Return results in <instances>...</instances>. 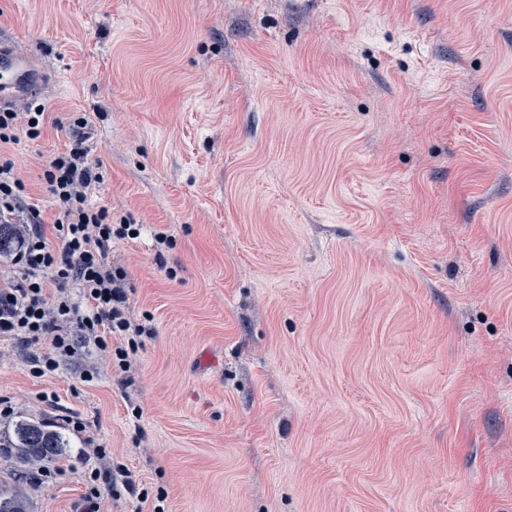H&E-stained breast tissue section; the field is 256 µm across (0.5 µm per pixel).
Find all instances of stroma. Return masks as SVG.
<instances>
[{"label":"stroma","instance_id":"obj_1","mask_svg":"<svg viewBox=\"0 0 512 512\" xmlns=\"http://www.w3.org/2000/svg\"><path fill=\"white\" fill-rule=\"evenodd\" d=\"M0 45L91 114L148 329L127 369L76 333L43 378L0 337V434L67 442L0 458V492L138 512L124 470L164 512H512V0H0ZM66 142L7 150L42 209ZM66 448L63 436L47 422L21 419L13 433L0 437V453L15 458L22 467L36 468L62 456Z\"/></svg>","mask_w":512,"mask_h":512}]
</instances>
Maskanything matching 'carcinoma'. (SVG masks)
<instances>
[{"mask_svg": "<svg viewBox=\"0 0 512 512\" xmlns=\"http://www.w3.org/2000/svg\"><path fill=\"white\" fill-rule=\"evenodd\" d=\"M22 225L0 224V256L10 255L20 237ZM65 443L61 433L47 422L21 419L13 433L0 437V454L16 459L22 467L36 468L62 456ZM0 512H28L26 496L14 490L0 495Z\"/></svg>", "mask_w": 512, "mask_h": 512, "instance_id": "1", "label": "carcinoma"}]
</instances>
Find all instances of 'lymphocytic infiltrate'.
<instances>
[{
	"mask_svg": "<svg viewBox=\"0 0 512 512\" xmlns=\"http://www.w3.org/2000/svg\"><path fill=\"white\" fill-rule=\"evenodd\" d=\"M88 125L87 113L59 115L35 100L22 112L0 106V149L24 138L38 140L51 128L69 134L66 148L46 157L38 174L55 210L49 223L31 203L13 161L0 153V223L23 227L0 270V337L42 345L31 364L37 378L53 374L70 350L69 323H77L97 349L112 350L122 369L146 331L127 315L125 268L109 259L113 240L130 238L142 227L128 215L113 221L111 207L93 202L104 177L91 157ZM112 337L120 338V346H109Z\"/></svg>",
	"mask_w": 512,
	"mask_h": 512,
	"instance_id": "obj_1",
	"label": "lymphocytic infiltrate"
}]
</instances>
